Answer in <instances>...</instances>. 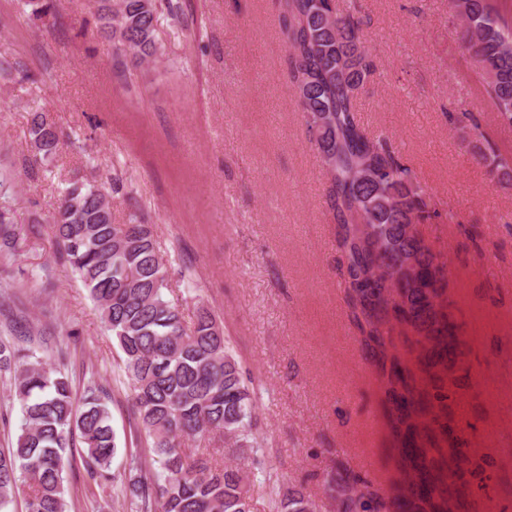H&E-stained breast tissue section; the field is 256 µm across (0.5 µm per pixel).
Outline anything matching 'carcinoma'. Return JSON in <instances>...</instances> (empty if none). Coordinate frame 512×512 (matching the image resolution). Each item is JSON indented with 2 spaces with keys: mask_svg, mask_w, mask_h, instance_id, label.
Returning <instances> with one entry per match:
<instances>
[{
  "mask_svg": "<svg viewBox=\"0 0 512 512\" xmlns=\"http://www.w3.org/2000/svg\"><path fill=\"white\" fill-rule=\"evenodd\" d=\"M455 36L480 77L501 121L512 125V23L494 0H449ZM158 0H95L99 32L127 23L124 51L142 63L157 54ZM280 34L288 52V80L307 118L326 120L315 146L330 161L327 203L339 227L346 259L344 284L354 321L371 350L384 387L385 419L395 449V475L380 498L357 475H342L331 489L345 512H458L448 484L453 458L442 446L448 431V396L454 377L456 323L448 302V262L407 231L440 216L433 197L390 141L370 138L354 105L375 73L356 7L335 0H278ZM31 160L54 159L60 135L40 107L31 110ZM494 178L512 179V153H501L472 123L459 136ZM385 172L386 180L372 173ZM133 234L118 240L112 198L96 181L74 173L52 218L56 244L82 281L102 322L123 353L139 425L151 460L130 454L122 492L136 512H254L249 465H263L252 431L255 392L215 315L196 307L186 321L167 296L170 273L152 226L137 215ZM21 248L13 215L0 209V251ZM403 337L397 348L394 335ZM13 381L22 421L15 446L0 452V512L22 494L26 512H67L64 472L81 444L88 478L105 493L116 480L117 452L107 405L92 383L76 404L72 383L46 367L35 352L0 341V375ZM218 445V466L189 441ZM271 512H315L300 489L272 491Z\"/></svg>",
  "mask_w": 512,
  "mask_h": 512,
  "instance_id": "cac0c4a2",
  "label": "carcinoma"
}]
</instances>
